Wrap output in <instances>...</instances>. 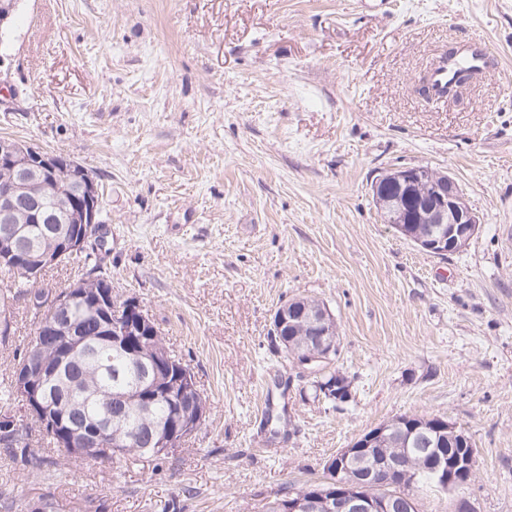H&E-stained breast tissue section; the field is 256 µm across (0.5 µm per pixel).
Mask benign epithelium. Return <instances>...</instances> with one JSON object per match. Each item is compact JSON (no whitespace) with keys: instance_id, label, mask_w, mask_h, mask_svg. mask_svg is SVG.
I'll return each mask as SVG.
<instances>
[{"instance_id":"7a95c632","label":"benign epithelium","mask_w":512,"mask_h":512,"mask_svg":"<svg viewBox=\"0 0 512 512\" xmlns=\"http://www.w3.org/2000/svg\"><path fill=\"white\" fill-rule=\"evenodd\" d=\"M3 167L17 171L21 179L43 181L46 189L56 187L60 206L69 220L83 225L81 234L59 240L52 262L86 249L94 235V226L101 223L102 197L98 184L83 166L18 140L0 137V168ZM61 171L72 177V182L65 187L54 185L55 176ZM424 176L426 169L419 166L383 172L371 185L372 197L380 204L396 203L406 207L410 224L434 225L433 231L416 240V244L434 255L446 256L455 250L458 239L472 238L478 230L479 217L466 203L459 184L450 175L437 181L426 198L415 197L411 188ZM23 205L25 198L18 193L17 183L9 182L0 186V235L4 238L11 241L17 238L13 216ZM85 298V290L78 286L54 298L51 304L53 319L44 325L43 335L53 337L55 347L64 349L80 339L81 329L72 323L69 310L73 302ZM93 303L110 322L112 340L117 344L124 345L130 337L148 326H154L152 317L135 299H125L121 307L115 304L112 281L106 277H98ZM296 319L308 322L316 348L294 353L293 366L311 377L319 375L330 361L329 351L324 349L323 337L330 335V322L334 321V317L328 309L309 307L300 298L283 303L272 316L271 332L275 341L284 347L288 346V340L284 339L287 335L285 327ZM167 363L165 351L153 352L142 362L141 372L147 389L152 393L181 390L185 417L158 442L160 451L170 454L196 432L206 417V411L193 409L190 402L185 400L189 391L193 390L191 371H183L181 378L172 382L166 376ZM45 370L46 366L39 355L31 367L17 375L18 396L24 399L30 415L44 412L42 382ZM422 422L434 428L436 439L428 436L415 439L412 454L395 457L382 469L367 467L371 447L379 439L395 436L404 420L397 417L369 429L328 460L325 465L328 478L324 485L311 487L298 497L288 498L285 512H417L418 498L414 494L413 482L409 481V466L414 456L428 460V471L432 474L436 489L454 492L453 480L448 478V458L442 455V449L448 438L462 439L464 435L441 417H424ZM65 434L76 457H112L107 425L71 427L65 430Z\"/></svg>"}]
</instances>
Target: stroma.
<instances>
[{
    "mask_svg": "<svg viewBox=\"0 0 512 512\" xmlns=\"http://www.w3.org/2000/svg\"><path fill=\"white\" fill-rule=\"evenodd\" d=\"M469 39L501 70L424 102L434 54ZM0 136L92 175L104 272L210 403L162 460L30 474L0 457V501L265 512L363 432L423 414L470 438L476 512H512V0H20L0 38ZM406 166L460 185L480 218L461 251L384 224L371 183ZM294 297L334 315L348 402L305 394L270 350ZM13 308L0 380L35 330L24 295ZM271 401L288 422L274 439Z\"/></svg>",
    "mask_w": 512,
    "mask_h": 512,
    "instance_id": "1",
    "label": "stroma"
}]
</instances>
